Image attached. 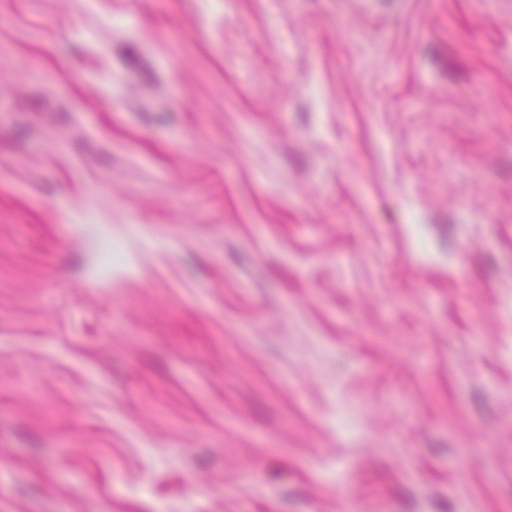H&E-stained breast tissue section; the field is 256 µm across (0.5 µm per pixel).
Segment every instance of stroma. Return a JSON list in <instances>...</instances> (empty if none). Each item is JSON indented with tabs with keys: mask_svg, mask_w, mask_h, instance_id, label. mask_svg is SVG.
<instances>
[{
	"mask_svg": "<svg viewBox=\"0 0 512 512\" xmlns=\"http://www.w3.org/2000/svg\"><path fill=\"white\" fill-rule=\"evenodd\" d=\"M0 512H512V0H0Z\"/></svg>",
	"mask_w": 512,
	"mask_h": 512,
	"instance_id": "1",
	"label": "stroma"
}]
</instances>
